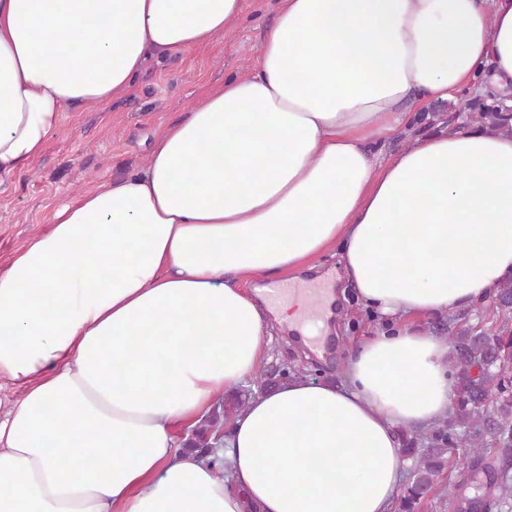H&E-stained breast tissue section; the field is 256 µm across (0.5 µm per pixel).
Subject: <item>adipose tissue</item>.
<instances>
[{"instance_id": "adipose-tissue-1", "label": "adipose tissue", "mask_w": 512, "mask_h": 512, "mask_svg": "<svg viewBox=\"0 0 512 512\" xmlns=\"http://www.w3.org/2000/svg\"><path fill=\"white\" fill-rule=\"evenodd\" d=\"M242 0H0V181L62 112L127 93L149 58L223 36ZM512 90V0H277L250 75L226 78L135 172L58 210L0 268V512H390L398 429L444 416L448 344L422 319L512 279V135L467 127L388 157L428 103ZM322 277L388 324L340 383L256 396L219 450L181 448L262 365L271 323Z\"/></svg>"}]
</instances>
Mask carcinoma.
I'll use <instances>...</instances> for the list:
<instances>
[{
	"instance_id": "1",
	"label": "carcinoma",
	"mask_w": 512,
	"mask_h": 512,
	"mask_svg": "<svg viewBox=\"0 0 512 512\" xmlns=\"http://www.w3.org/2000/svg\"><path fill=\"white\" fill-rule=\"evenodd\" d=\"M506 96L488 91L467 100L461 112L466 122L504 126L501 113ZM500 322L487 332L473 325H450L452 347L450 368L457 380L456 396L448 417L440 420L424 436L400 431L402 453L414 460L409 482L398 502V512H415L434 488L435 481L458 448L464 449L457 488L481 471L486 477L484 492L474 497L460 496L454 512H492L506 507L512 499V281L502 284L492 297ZM273 385L266 373L252 381V387L234 395V410L243 408L254 392ZM217 420L202 421L186 447L212 456V463L223 460L213 455L212 434Z\"/></svg>"
}]
</instances>
